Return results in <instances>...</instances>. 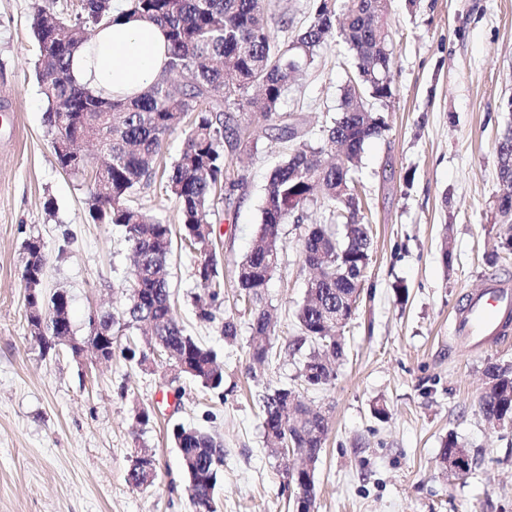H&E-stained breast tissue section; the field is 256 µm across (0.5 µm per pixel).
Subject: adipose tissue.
I'll use <instances>...</instances> for the list:
<instances>
[{"mask_svg":"<svg viewBox=\"0 0 512 512\" xmlns=\"http://www.w3.org/2000/svg\"><path fill=\"white\" fill-rule=\"evenodd\" d=\"M112 23L97 28L71 61L80 81L115 98H131L162 72L167 42L162 29L150 22L113 11Z\"/></svg>","mask_w":512,"mask_h":512,"instance_id":"obj_1","label":"adipose tissue"}]
</instances>
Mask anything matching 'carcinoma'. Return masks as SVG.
<instances>
[{"label": "carcinoma", "instance_id": "1", "mask_svg": "<svg viewBox=\"0 0 512 512\" xmlns=\"http://www.w3.org/2000/svg\"><path fill=\"white\" fill-rule=\"evenodd\" d=\"M126 12L160 26L168 50L159 78L128 99L54 78L70 71L74 50L88 41L89 33L112 20L111 0H83L82 14L74 22L46 7L34 14L31 27L39 48L36 68L46 102L47 134L54 142L64 136L76 146L94 142L106 156L94 177L92 217L122 229L133 254L128 287L140 289L138 303H127L117 314L103 313L104 320L112 321V335L136 330L154 337L161 341L157 349L163 350L169 364H187V376L219 394L224 368L218 353L187 332L171 303L172 225L133 205L132 197L157 182L177 203L180 241L204 262L194 272L203 290L196 299V316L213 321L212 306L224 295V282L221 259L212 249L209 215L215 198L228 200L236 190V183L227 180L224 154L226 145L242 146L232 112L246 108L247 117L278 130L280 136L298 137L296 125L278 111V105L291 76L314 60L335 31L336 0H319L309 23L286 44L274 40L263 0H127ZM388 13L389 0H344L342 38L357 60L356 77L346 87L341 112L327 126L321 144L299 143L270 175L256 241L236 268L237 288L252 313L250 360L264 364L272 355L266 288L281 261V224L290 217L300 223L310 203L342 206L343 236L317 224L300 238L304 263L318 261L322 267L321 274L308 281L306 297L296 311L301 335L293 343V353L311 345L299 366L301 381L308 387L334 379L335 360L344 353L336 335V308L361 295L371 261V228L360 216L354 172L365 143L387 127L374 104L384 106L393 96ZM63 99L66 108L57 106ZM181 128V150L159 177L155 161L167 138ZM496 152L499 179L512 199V130L498 141ZM55 159L72 173L86 168L77 156L57 154ZM486 377L481 413L489 421L512 417V366L493 364ZM260 406L265 447L273 453L282 446L296 448L306 457L307 468L318 461L329 424L317 418L298 392L268 389ZM172 436L189 479L194 512H217L224 448L211 435L182 425L173 428Z\"/></svg>", "mask_w": 512, "mask_h": 512}]
</instances>
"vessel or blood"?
<instances>
[{"label": "vessel or blood", "instance_id": "vessel-or-blood-1", "mask_svg": "<svg viewBox=\"0 0 512 512\" xmlns=\"http://www.w3.org/2000/svg\"><path fill=\"white\" fill-rule=\"evenodd\" d=\"M512 310V290L493 283L472 298L454 319V333L474 343L507 333V313Z\"/></svg>", "mask_w": 512, "mask_h": 512}]
</instances>
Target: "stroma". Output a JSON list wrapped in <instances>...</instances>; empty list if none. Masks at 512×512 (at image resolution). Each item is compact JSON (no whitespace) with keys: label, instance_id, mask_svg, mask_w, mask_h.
<instances>
[{"label":"stroma","instance_id":"obj_1","mask_svg":"<svg viewBox=\"0 0 512 512\" xmlns=\"http://www.w3.org/2000/svg\"><path fill=\"white\" fill-rule=\"evenodd\" d=\"M42 1L0 0V104L13 116L0 127V512H193L170 436L176 424L224 444L217 512H293L283 465L264 445L256 396L268 387L301 389L329 420L314 512H512V428L489 424L479 410L486 368L512 364V332L476 346L452 325L487 282L512 281V223L496 207V145L512 127V0H390L388 128L365 144L356 172L371 261L336 377L321 387L302 388L288 344L300 334L296 310L310 277L298 240L310 225L333 223L326 206L309 205L301 224L281 227L282 263L267 288L273 356L249 369L252 315L238 296L236 267L257 235L267 180L294 144L243 121L252 150L226 151V175L238 187L210 215L224 276L215 321L196 316V256L175 251L169 268L187 331L222 357L220 395L162 363L145 370L120 357L46 355L30 334L25 241L41 240L43 293L68 294L79 338L91 310L124 304L130 265L121 228L91 217L93 170L74 174L55 160L31 30ZM313 3L270 0L281 18L277 42L307 23ZM355 74L335 34L289 85L279 109L303 141L319 143ZM227 315L238 325L231 343L220 332ZM144 408L151 417L140 425ZM451 435L473 460L468 475L439 467ZM143 448L154 453L158 477L136 488L126 473Z\"/></svg>","mask_w":512,"mask_h":512}]
</instances>
